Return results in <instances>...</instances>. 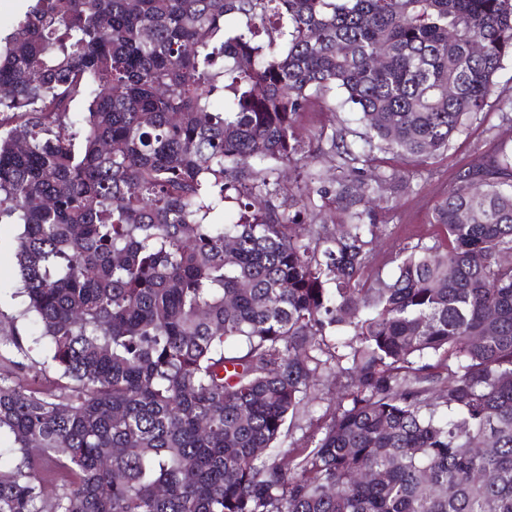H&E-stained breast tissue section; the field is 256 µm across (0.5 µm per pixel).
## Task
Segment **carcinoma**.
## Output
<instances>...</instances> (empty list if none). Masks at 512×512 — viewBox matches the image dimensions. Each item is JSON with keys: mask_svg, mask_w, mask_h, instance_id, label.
I'll use <instances>...</instances> for the list:
<instances>
[{"mask_svg": "<svg viewBox=\"0 0 512 512\" xmlns=\"http://www.w3.org/2000/svg\"><path fill=\"white\" fill-rule=\"evenodd\" d=\"M508 60L512 0H35L0 37V349L24 324L55 380L0 373V512H512V148L370 272L380 155L444 154ZM314 98L369 132L281 212ZM330 205L340 233L290 234ZM19 230L14 225L3 224L0 226V289L1 307L8 310L13 303L10 293L15 287L16 268L14 248L16 236ZM329 404L328 400L316 401L303 418L296 422V425L290 427L287 437L284 440L283 451L291 450L292 448H301L310 439L313 430L316 428L318 419L325 412Z\"/></svg>", "mask_w": 512, "mask_h": 512, "instance_id": "obj_1", "label": "carcinoma"}]
</instances>
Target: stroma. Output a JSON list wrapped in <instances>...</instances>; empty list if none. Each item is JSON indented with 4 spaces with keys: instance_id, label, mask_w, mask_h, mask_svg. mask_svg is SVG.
<instances>
[{
    "instance_id": "stroma-1",
    "label": "stroma",
    "mask_w": 512,
    "mask_h": 512,
    "mask_svg": "<svg viewBox=\"0 0 512 512\" xmlns=\"http://www.w3.org/2000/svg\"><path fill=\"white\" fill-rule=\"evenodd\" d=\"M511 108L512 62L509 61L495 79V93L486 116L474 121L465 134L454 139L442 156L431 164L412 168L392 155H384L383 167L395 173L398 183L386 191L390 198L388 208L377 213V221L386 225L387 234L376 248L373 272L390 278L396 271L394 257L399 246L420 241L431 243L441 238V227L432 221L434 206L447 194L461 166L496 152L502 143L512 142V122L502 118L503 112ZM338 119L344 120L353 136H361L366 131L354 110L335 115L318 100L300 114L297 135L317 153L310 165L311 171L335 175L326 143L315 142L313 134L320 127H332Z\"/></svg>"
}]
</instances>
